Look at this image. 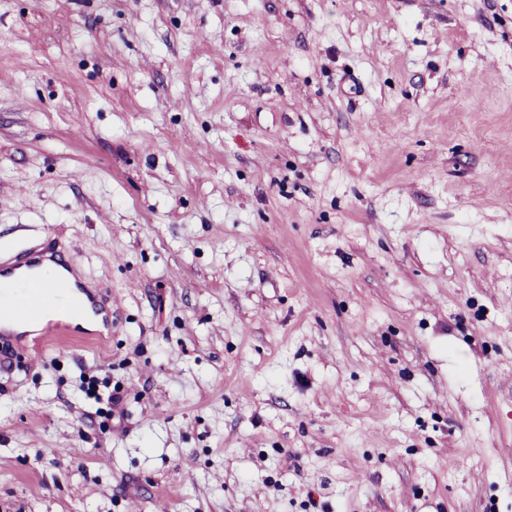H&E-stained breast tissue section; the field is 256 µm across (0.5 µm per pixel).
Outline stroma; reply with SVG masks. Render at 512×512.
<instances>
[{
  "mask_svg": "<svg viewBox=\"0 0 512 512\" xmlns=\"http://www.w3.org/2000/svg\"><path fill=\"white\" fill-rule=\"evenodd\" d=\"M0 512H512V0H0ZM118 403H111V396ZM44 262L49 263L45 264ZM40 266L68 269V262L60 254L51 253L50 256H47L41 252L36 256H27L23 260H16L8 265L0 263V335L3 336V333H6L2 329V324L6 320L18 318L21 315L35 316L50 304L45 294L44 283L42 287L25 292L18 301H14L4 294L6 288H12L10 284L15 283L20 277L22 270ZM58 274H65L67 278L72 281L73 288H68V284L59 279L56 278L55 283L59 288H66L64 291L57 293L55 291H50V295L53 299V302L55 304V307L48 311H43L40 315L37 317L32 318L27 323H24L19 326H13V327H7L6 329H9L10 331H13L15 333H24V332H31L40 329L47 321L56 319L58 316L63 315L64 312H69V316L72 318L73 323H78L81 325H85L87 323H91L97 319V317L92 313L88 312L84 316H82L75 307V302L77 300V297L84 296L76 290L75 283V277L68 272L64 271L63 269L58 270Z\"/></svg>",
  "mask_w": 512,
  "mask_h": 512,
  "instance_id": "35a3bbf8",
  "label": "stroma"
}]
</instances>
